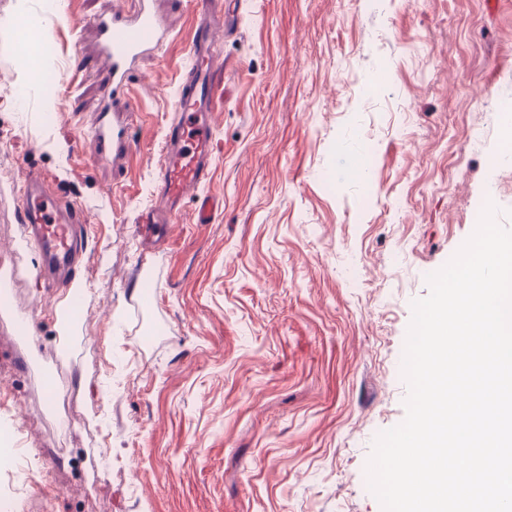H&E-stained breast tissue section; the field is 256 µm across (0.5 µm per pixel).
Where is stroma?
<instances>
[{
  "label": "stroma",
  "instance_id": "35a3bbf8",
  "mask_svg": "<svg viewBox=\"0 0 512 512\" xmlns=\"http://www.w3.org/2000/svg\"><path fill=\"white\" fill-rule=\"evenodd\" d=\"M223 2L219 206L197 224L187 201L150 250L136 216L194 0H160L172 37L131 82L118 166L91 143L108 75L89 21L132 0H0V433L40 475L0 463V512L33 495L44 512H382L366 465L406 416L412 303L487 197L512 228V168L486 189L512 0ZM22 17L36 71L15 59ZM28 165L87 216L85 264L55 293L20 221Z\"/></svg>",
  "mask_w": 512,
  "mask_h": 512
}]
</instances>
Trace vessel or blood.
I'll return each instance as SVG.
<instances>
[{
	"mask_svg": "<svg viewBox=\"0 0 512 512\" xmlns=\"http://www.w3.org/2000/svg\"><path fill=\"white\" fill-rule=\"evenodd\" d=\"M195 5L191 66L176 93L174 115L159 158L161 201L139 216L151 233L178 215L186 199H195V218L200 224L209 223L215 207L213 199L199 195L198 190L210 181L214 114L224 100V86L216 77L221 64L224 5L222 0H195ZM92 24L109 74L101 106L105 117L94 139L117 155L131 148L121 121V112L128 105L127 86L140 60L168 41L170 30L162 23L154 0H137L130 14L105 12ZM20 215L25 232L46 258L54 279L65 283L69 272L79 266L85 247L82 209L64 203L45 174L30 170L25 174Z\"/></svg>",
	"mask_w": 512,
	"mask_h": 512,
	"instance_id": "1",
	"label": "vessel or blood"
}]
</instances>
